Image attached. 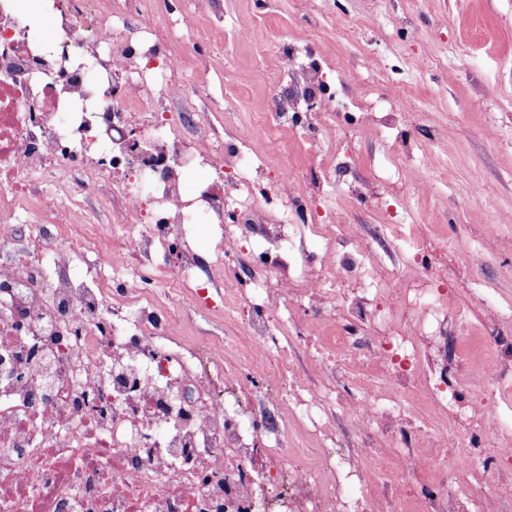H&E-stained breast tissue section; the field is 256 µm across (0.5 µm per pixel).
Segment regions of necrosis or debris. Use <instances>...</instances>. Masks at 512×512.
<instances>
[{
    "instance_id": "obj_1",
    "label": "necrosis or debris",
    "mask_w": 512,
    "mask_h": 512,
    "mask_svg": "<svg viewBox=\"0 0 512 512\" xmlns=\"http://www.w3.org/2000/svg\"><path fill=\"white\" fill-rule=\"evenodd\" d=\"M62 23L50 48L23 38L13 0H0V512H336L324 479L288 456L278 418L281 398L259 392L227 403L226 388L204 370L222 348L195 339L172 346L175 328L156 303L153 256L175 257V270L196 299L204 287L233 274L240 243L260 231L268 261L254 268L250 295L226 303L254 350L287 358L289 330L270 308L294 302L312 318L335 323L340 361L325 365L324 390L308 401L350 414L357 433L372 427L404 439L405 398L422 339L441 335L435 312L442 267L427 263L438 243L429 225L395 222L383 234L407 243L412 261L384 282L364 277L379 262L378 240L350 223L347 209L330 216L309 203L326 180L295 187L293 168L274 165L246 144L214 140L208 119L185 125L170 103L204 94L186 79L183 50L164 51L180 18L157 22V0H54ZM288 97L255 121L269 135L291 129L309 142L338 139L335 98L370 125L392 129V104L348 94L336 79L321 96L323 66L312 52L282 42ZM137 129L130 145L117 139ZM205 178L188 203L186 167ZM101 200L121 238L104 234L93 246L55 232L82 201ZM28 210L29 223L18 221ZM224 227V244L202 259L186 245L190 213ZM237 221L225 223V210ZM339 253L337 271L352 268L357 289L330 287L321 256L305 252L308 236ZM295 256L288 266L287 256ZM486 365L462 371L466 399L454 417L489 431L483 403L504 366L486 339ZM388 367L383 382L345 397L358 365ZM455 486L435 492L429 512H485L487 501L512 504V468L498 465L479 485L478 462H496L493 446L455 442Z\"/></svg>"
}]
</instances>
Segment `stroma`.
<instances>
[{"label": "stroma", "mask_w": 512, "mask_h": 512, "mask_svg": "<svg viewBox=\"0 0 512 512\" xmlns=\"http://www.w3.org/2000/svg\"><path fill=\"white\" fill-rule=\"evenodd\" d=\"M223 22L206 10L194 18L192 35L205 55L189 54L186 76L203 74L206 91L190 102L172 104L175 112L208 113L217 135L247 136L256 113L269 111L274 94H287L280 82L278 44L286 38L311 36L319 56L333 72L344 74L351 89L371 88L394 99L414 124L407 148L413 164L401 165V183L413 190L412 207L404 220L430 224L449 250L444 304L448 314H461L450 324L457 339L479 341L497 332L512 337V0H221ZM264 153L293 163L303 179L322 177L332 155L355 165L363 178L388 165L389 145L372 129L355 143L282 141ZM461 182L483 188L481 195L462 199ZM496 224V234L486 232ZM481 250L485 261L463 269L466 253ZM213 306L204 307L174 278L158 286L157 301L165 306L179 332L216 343L232 339L224 353V371L238 374L256 355L231 316L224 313V291L211 289ZM291 370L281 369L276 356L265 358L262 387L289 386L296 393L319 386L330 356L321 343L288 340ZM413 432L421 447L405 448L389 435L370 440L353 436L350 419L333 410L293 421L306 435L307 453L300 462L316 469L315 426L333 432L336 476L345 498L336 512H355L359 479L373 462L383 465V481L372 492L381 512H423L429 493L452 487L456 474L445 462L454 452L443 445L441 417L425 400ZM490 408L498 421L500 460L512 463V376L494 380Z\"/></svg>", "instance_id": "stroma-1"}]
</instances>
